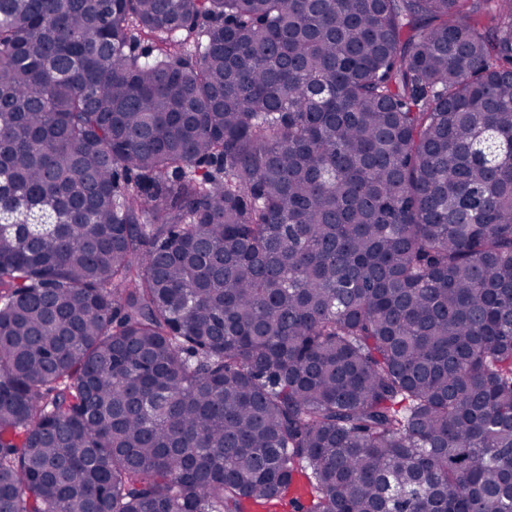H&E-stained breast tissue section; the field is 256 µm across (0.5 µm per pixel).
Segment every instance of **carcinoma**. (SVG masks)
Masks as SVG:
<instances>
[{
    "label": "carcinoma",
    "instance_id": "obj_1",
    "mask_svg": "<svg viewBox=\"0 0 512 512\" xmlns=\"http://www.w3.org/2000/svg\"><path fill=\"white\" fill-rule=\"evenodd\" d=\"M512 512V0H0V512Z\"/></svg>",
    "mask_w": 512,
    "mask_h": 512
}]
</instances>
